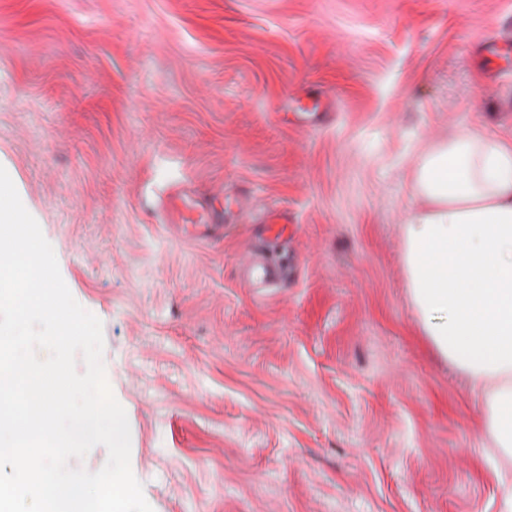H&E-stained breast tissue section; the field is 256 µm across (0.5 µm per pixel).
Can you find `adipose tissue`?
I'll list each match as a JSON object with an SVG mask.
<instances>
[{
    "label": "adipose tissue",
    "mask_w": 512,
    "mask_h": 512,
    "mask_svg": "<svg viewBox=\"0 0 512 512\" xmlns=\"http://www.w3.org/2000/svg\"><path fill=\"white\" fill-rule=\"evenodd\" d=\"M419 189L404 255L414 304L512 456V144L462 135L429 156Z\"/></svg>",
    "instance_id": "adipose-tissue-1"
}]
</instances>
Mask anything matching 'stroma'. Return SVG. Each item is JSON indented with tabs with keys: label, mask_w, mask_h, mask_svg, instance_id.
I'll list each match as a JSON object with an SVG mask.
<instances>
[{
	"label": "stroma",
	"mask_w": 512,
	"mask_h": 512,
	"mask_svg": "<svg viewBox=\"0 0 512 512\" xmlns=\"http://www.w3.org/2000/svg\"><path fill=\"white\" fill-rule=\"evenodd\" d=\"M457 133L512 140V0H0V166L153 512H500L403 261Z\"/></svg>",
	"instance_id": "obj_1"
}]
</instances>
